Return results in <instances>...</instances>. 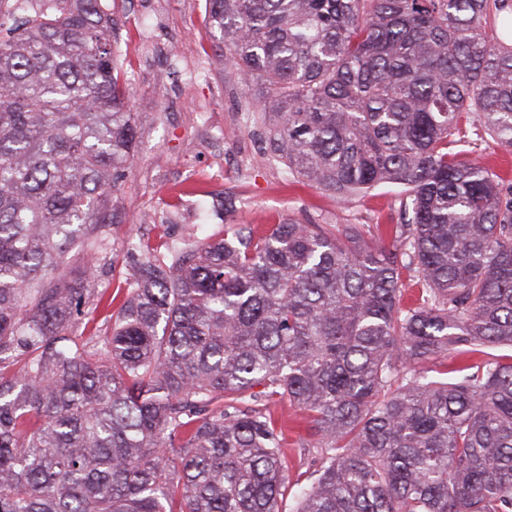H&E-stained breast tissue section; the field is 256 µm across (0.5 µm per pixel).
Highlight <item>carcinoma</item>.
I'll list each match as a JSON object with an SVG mask.
<instances>
[{
    "mask_svg": "<svg viewBox=\"0 0 512 512\" xmlns=\"http://www.w3.org/2000/svg\"><path fill=\"white\" fill-rule=\"evenodd\" d=\"M207 3L271 155L340 199L404 187L402 222L140 244L112 311L56 273L105 245L136 144L112 17L0 0V512H281L292 487V512H512V181L462 128L512 149V0ZM275 398L310 419L304 484Z\"/></svg>",
    "mask_w": 512,
    "mask_h": 512,
    "instance_id": "cac0c4a2",
    "label": "carcinoma"
}]
</instances>
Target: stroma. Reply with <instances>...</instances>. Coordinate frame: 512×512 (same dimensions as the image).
<instances>
[{
  "label": "stroma",
  "instance_id": "1",
  "mask_svg": "<svg viewBox=\"0 0 512 512\" xmlns=\"http://www.w3.org/2000/svg\"><path fill=\"white\" fill-rule=\"evenodd\" d=\"M116 22L121 77L131 89L138 147L112 198L108 249L99 254L93 286L127 292L135 238L151 248L194 237H220L228 224L262 237L276 224L393 225L400 186L385 184L344 201L305 180L266 150L263 125H247L259 82L245 83L224 65L206 37V0H101ZM226 208L213 206L217 196Z\"/></svg>",
  "mask_w": 512,
  "mask_h": 512
}]
</instances>
